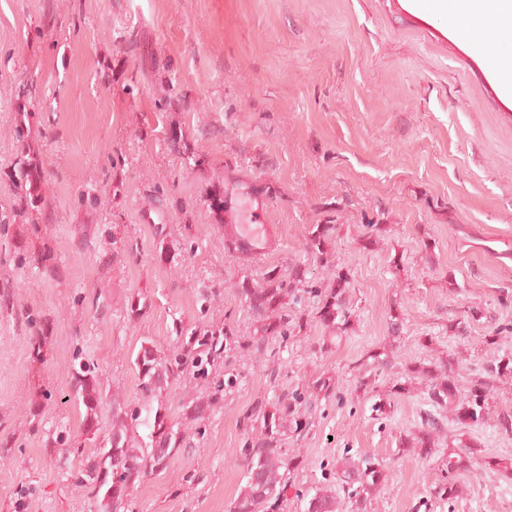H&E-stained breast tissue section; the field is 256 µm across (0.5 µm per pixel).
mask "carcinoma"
Masks as SVG:
<instances>
[{"instance_id":"cac0c4a2","label":"carcinoma","mask_w":512,"mask_h":512,"mask_svg":"<svg viewBox=\"0 0 512 512\" xmlns=\"http://www.w3.org/2000/svg\"><path fill=\"white\" fill-rule=\"evenodd\" d=\"M14 181L21 190L23 201L33 208L37 207L41 200V175L36 161L30 158L28 145L22 147V159L14 172ZM335 231L334 224H314L308 232V247L320 268L331 276V287H321L317 280L307 277V271L299 267L291 269L286 275L272 269L264 274L259 284L247 280L239 284L242 297L259 322L257 332L261 336L279 338L283 342L293 337L294 328L290 326L284 309L289 300L300 302L308 297L319 299L316 318L329 332L322 339V347L329 348L352 330L355 313L348 299L350 271L336 263V257L328 247V241ZM235 344H240V341L231 328L212 330L200 327L182 338L165 356L159 355L147 343L141 345L134 364L147 405L141 409L112 408L111 447L98 449L93 461L70 471L74 486L91 495L98 512H121L137 481L149 473L166 468L174 449L182 445L181 431L168 420L167 413L159 408L153 409L151 403L161 401L169 383L186 373L209 375V368L215 366ZM485 372L486 377L476 381L469 394L461 398L450 359L419 364L409 369L411 375L426 379L427 397L432 407L451 414L459 423L468 426L479 424L489 408L491 379L512 374V352L492 355ZM71 392L74 402L84 412L82 434L92 441L100 430V412L105 397L97 380L96 365L79 353L72 367ZM301 405L302 397L297 393L291 400L276 404L274 411L262 414L260 437L245 443L246 482L234 501L232 512H269L285 497L288 472L293 465L292 459L285 457L279 436L286 431L299 433L306 427L299 409ZM212 406L209 399H193L186 405L184 416L190 421H197ZM144 411L152 412L154 416L144 417ZM140 425L149 427L151 442L136 448L130 445L131 435L136 433ZM439 432L438 420L428 414L408 443L413 445L417 456L427 458L435 450V436ZM446 466L450 478L438 486L437 496L450 500L457 495L453 477L471 471L474 459L467 447L452 448L448 450ZM335 475L337 489L345 492L350 512H366L368 500L379 492L387 478L383 461L370 455L356 461L344 459L336 465ZM338 506L336 489L324 485L315 489L307 501L305 512H337Z\"/></svg>"}]
</instances>
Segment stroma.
I'll return each mask as SVG.
<instances>
[{"label": "stroma", "mask_w": 512, "mask_h": 512, "mask_svg": "<svg viewBox=\"0 0 512 512\" xmlns=\"http://www.w3.org/2000/svg\"><path fill=\"white\" fill-rule=\"evenodd\" d=\"M411 3L0 0V512L20 498L26 512H96L67 478L77 457L49 442L59 425L81 432L62 400L72 356L83 350L103 392L132 404L142 343L169 351L179 324L228 326L251 346L164 392L176 418L190 400L216 404L185 422V443L125 512H229L258 412L321 377L341 398L284 435L302 462L278 512H298L338 459L365 454L387 467L367 512H512V479L485 469L457 476L454 501L436 494L448 449L512 459L496 426L512 414V376L494 380L478 425L445 422L436 454L400 445L429 407L408 365L453 357L467 395L491 353L483 336L512 323V94L446 18ZM23 133L43 178L34 209L12 179ZM215 190L247 205L266 196L269 253L229 251ZM315 224L337 227L329 249L353 274L352 332L322 351L326 329L301 303L288 311L298 336L255 340L239 283L273 268L322 277L307 249ZM46 248L49 274L34 259ZM32 314L47 323L39 362ZM376 353L385 363L366 365ZM228 372L234 384L217 391ZM399 381L410 393L392 394Z\"/></svg>", "instance_id": "35a3bbf8"}]
</instances>
